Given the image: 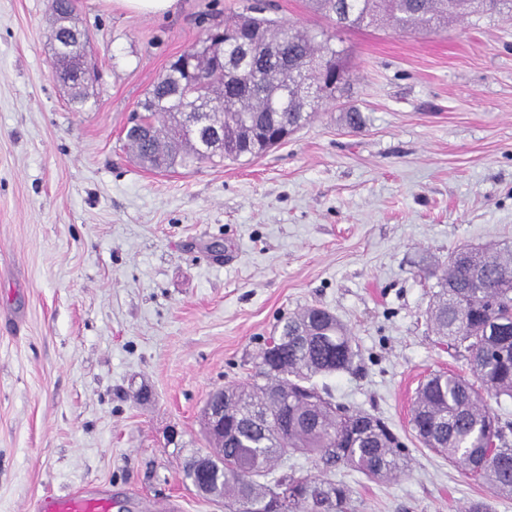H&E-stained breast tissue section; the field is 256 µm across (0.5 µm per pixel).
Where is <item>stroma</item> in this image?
I'll list each match as a JSON object with an SVG mask.
<instances>
[{"label": "stroma", "instance_id": "stroma-1", "mask_svg": "<svg viewBox=\"0 0 512 512\" xmlns=\"http://www.w3.org/2000/svg\"><path fill=\"white\" fill-rule=\"evenodd\" d=\"M268 2L337 34L348 92L261 156L159 173L126 148L131 114L248 0L163 16L76 0L98 67L81 109L52 75L49 0H0V512L76 487L109 512H224L183 472L209 446L205 402L309 306L352 334L351 368L325 380L336 403L406 448L388 482L331 470L358 512H512L410 425L430 373L469 372L426 319L449 252L512 247V16L340 32L307 0Z\"/></svg>", "mask_w": 512, "mask_h": 512}]
</instances>
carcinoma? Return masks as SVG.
<instances>
[{
	"instance_id": "carcinoma-1",
	"label": "carcinoma",
	"mask_w": 512,
	"mask_h": 512,
	"mask_svg": "<svg viewBox=\"0 0 512 512\" xmlns=\"http://www.w3.org/2000/svg\"><path fill=\"white\" fill-rule=\"evenodd\" d=\"M314 12L344 29L385 28L396 34L436 31L455 18L481 20L512 14V0H309ZM50 48L54 77L73 82L71 101L87 88L74 70L86 57L89 34L76 36L74 0H51ZM337 66L325 97L345 90L342 51L331 38L286 25L250 4L224 29L181 54L151 85L141 114L125 138L145 168L238 161L256 157L307 125L319 105L301 89L319 83V66ZM429 320L448 349L465 357L471 377L430 374L418 387L411 425L428 449L462 467L489 493L512 496V446L488 401L512 399V250L463 248L448 255L438 278ZM355 350L347 326L333 313L308 307L288 317L260 349L246 382L224 387V436L209 435L216 451L198 453L184 466L195 481L208 467V489L225 512H267L279 488L299 493L288 512H357L353 490L342 481L285 472L271 482L272 467L302 451L326 468L342 465L366 478L388 481L406 468L405 448L385 424L332 403L314 378L349 369Z\"/></svg>"
}]
</instances>
